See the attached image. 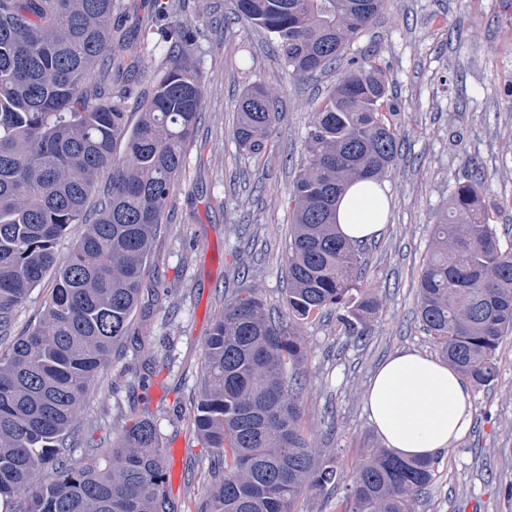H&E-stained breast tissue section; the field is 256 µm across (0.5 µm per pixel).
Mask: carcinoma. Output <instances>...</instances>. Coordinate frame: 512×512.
Returning <instances> with one entry per match:
<instances>
[{
	"mask_svg": "<svg viewBox=\"0 0 512 512\" xmlns=\"http://www.w3.org/2000/svg\"><path fill=\"white\" fill-rule=\"evenodd\" d=\"M155 0L136 34L116 0H0V337L31 289L53 274L39 321L0 357V512H166L160 433L142 415L80 462L78 417L105 361L131 335L133 316L159 294L146 287L152 242L194 136L205 86L193 61L195 23ZM386 0H234L237 18L262 30L288 74L345 67L305 131V161L288 189L283 297L270 316L252 288L224 308L204 345L195 428L218 451L209 512H298L301 499L336 487L340 472L311 447L298 397L286 390L304 354L302 320L340 311L358 338L380 308L361 288L362 253L341 236L336 203L353 179L379 180L399 150L385 65L343 59ZM167 45L153 92L128 122L124 85L148 39ZM234 137L266 152L279 119L271 90L252 83L236 104ZM79 230L69 260L54 246ZM419 279L420 321L473 387L498 376L497 349L512 333V245L503 246L479 182L458 183L433 225ZM436 460L369 448L352 466L344 512H410Z\"/></svg>",
	"mask_w": 512,
	"mask_h": 512,
	"instance_id": "carcinoma-1",
	"label": "carcinoma"
}]
</instances>
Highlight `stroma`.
<instances>
[{"instance_id": "35a3bbf8", "label": "stroma", "mask_w": 512, "mask_h": 512, "mask_svg": "<svg viewBox=\"0 0 512 512\" xmlns=\"http://www.w3.org/2000/svg\"><path fill=\"white\" fill-rule=\"evenodd\" d=\"M185 5V17L205 34L195 57L206 97L148 264L160 298L149 319L134 315L133 336L102 366L80 420L95 438L108 439L121 421L155 415L171 512H200L214 458L194 425L204 344L238 289H255L271 315L281 311L291 224L283 200L305 155L304 127L340 73L290 76L262 32L235 22L232 0ZM165 53L145 43L127 80L129 116L151 93ZM347 53H374L387 63L400 151L384 177L387 226L361 245L378 315L356 341L342 336L332 314L296 326L305 352L301 426L346 472L366 449L382 445L363 404L378 366L400 350L441 356L417 317L418 281L433 248L430 227L459 181L483 174L481 200L502 243L512 242V0H388ZM248 80L269 87L279 107L272 145L258 159L233 139L234 105ZM52 288L44 282L18 308L0 355L40 319ZM145 347L155 356L146 381ZM497 358L493 384L470 391L468 435L439 455L435 478L411 512H512V335L503 337Z\"/></svg>"}]
</instances>
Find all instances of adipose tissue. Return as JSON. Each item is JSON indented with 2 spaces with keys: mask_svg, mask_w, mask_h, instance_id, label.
<instances>
[{
  "mask_svg": "<svg viewBox=\"0 0 512 512\" xmlns=\"http://www.w3.org/2000/svg\"><path fill=\"white\" fill-rule=\"evenodd\" d=\"M388 216L386 186L375 180L350 183L336 208L339 232L355 243L379 238ZM364 405L386 448L405 458L436 457L467 435L473 419L458 373L415 351L396 353L376 370Z\"/></svg>",
  "mask_w": 512,
  "mask_h": 512,
  "instance_id": "1",
  "label": "adipose tissue"
}]
</instances>
